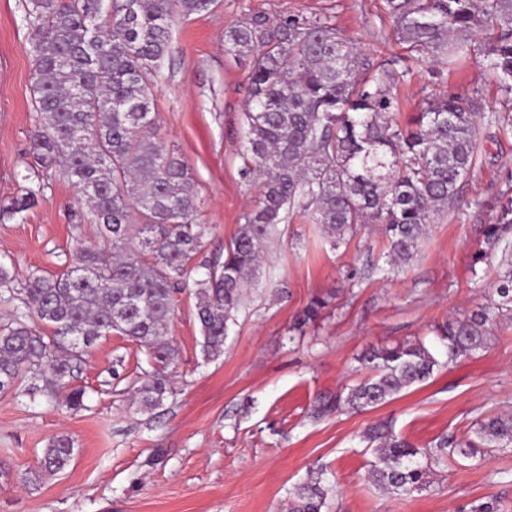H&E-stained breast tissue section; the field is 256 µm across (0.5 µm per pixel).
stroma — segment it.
<instances>
[{"mask_svg":"<svg viewBox=\"0 0 512 512\" xmlns=\"http://www.w3.org/2000/svg\"><path fill=\"white\" fill-rule=\"evenodd\" d=\"M24 6L0 0V260L20 282L32 272L61 273L75 235L96 231L82 222L84 207L66 178L43 186L30 168L35 36ZM255 16L273 25L326 22L357 47L366 68L396 62L404 73L395 89L402 127L431 93L479 97L482 151L456 205L428 225L414 258L397 265L376 225L334 249L320 225L288 215L218 360H204L195 299H183L169 329L174 393L153 413L128 395L152 363L116 333L74 372L73 386L86 391L82 409L54 406L19 378L0 393V512H288L289 490L313 469L334 488L323 512H469L490 500L512 512V452L455 456L434 466L426 489L391 496L368 478L374 454L364 435L388 420L396 434L430 448L444 436L463 442L485 416L512 414V321L498 319L486 349L454 360L435 333L490 302L498 262L473 260L512 187V93L501 89L476 36L461 59L410 63L385 0H214L202 13L174 10L170 49L148 80L157 138L193 176L205 259L223 252L258 198L257 183L243 175L248 62L224 46L229 27ZM37 186L33 208L7 214L14 198ZM315 298L327 307L294 329ZM417 338L438 360L427 381L376 408L313 416L320 398L346 394L364 378V351ZM61 435L74 441L70 465L39 486L19 485Z\"/></svg>","mask_w":512,"mask_h":512,"instance_id":"1","label":"stroma"}]
</instances>
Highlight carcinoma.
Returning a JSON list of instances; mask_svg holds the SVG:
<instances>
[{
    "instance_id": "obj_1",
    "label": "carcinoma",
    "mask_w": 512,
    "mask_h": 512,
    "mask_svg": "<svg viewBox=\"0 0 512 512\" xmlns=\"http://www.w3.org/2000/svg\"><path fill=\"white\" fill-rule=\"evenodd\" d=\"M392 33L416 59L466 54L460 39L486 34L487 56L502 87L512 91V0H386ZM33 44L36 126L34 167L50 178L57 167L80 193L92 240L75 238L73 269L33 274L16 289L24 310L0 326V392L21 375L30 391L71 409L84 390L70 387L77 364L117 332L155 362L134 388L140 410L153 411L173 393L176 349L171 319L187 293L196 298L201 351L224 354L229 321L244 302L279 225L297 209L321 226L331 245L348 243L364 224H378L394 260L417 251L428 224L457 198L481 150L478 98L433 96L405 131L395 120L392 92L400 74L383 63L359 74V55L334 26L256 16L224 33L227 48L248 60L244 175L260 176L261 199L224 247V257L197 261L205 227L187 164L155 141L154 94L147 76L166 55L172 0H28ZM489 252L510 255L497 273L488 310L437 328L452 360L483 350L493 321L512 318V198L484 231ZM197 268L205 278L189 281ZM365 379L346 396L320 403L325 415L343 406L378 407L429 379L438 360L420 339L372 350L361 358ZM376 444L370 479L390 494L427 484L431 466L451 454L512 446V416L476 423L474 438L448 448H416L380 421L366 432ZM74 456L69 436L54 438L36 469L34 486L64 471ZM333 487L313 471L290 492V512H322Z\"/></svg>"
}]
</instances>
